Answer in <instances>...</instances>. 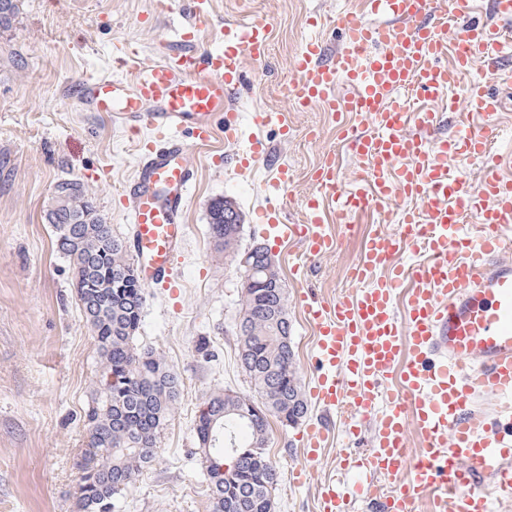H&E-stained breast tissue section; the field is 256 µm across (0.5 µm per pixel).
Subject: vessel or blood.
Here are the masks:
<instances>
[{
  "label": "vessel or blood",
  "mask_w": 512,
  "mask_h": 512,
  "mask_svg": "<svg viewBox=\"0 0 512 512\" xmlns=\"http://www.w3.org/2000/svg\"><path fill=\"white\" fill-rule=\"evenodd\" d=\"M366 4L365 14L339 17L338 50L317 38L305 43L288 88L297 109L320 105L361 117L362 126L342 132L362 163L360 177L342 186L334 152L325 153L312 174L320 192L308 199L304 220L291 224L279 199L292 175L279 164L262 213L277 238L299 243L310 258L334 250L327 225L345 210L392 213L401 226L395 234L376 226L367 239L351 272L354 295L301 298L316 336L317 402L353 419L380 414L365 454L340 449L338 465L351 483L324 485L316 512H358L379 476L409 483L382 497L378 512H492L498 497L512 495V179L497 174L504 157L491 149L488 131L469 124L453 138L437 136L443 115L425 104L444 97L449 110L497 116L503 101L487 85L501 77L512 83V71L503 70L512 58V0H487L500 27L451 25L470 0ZM269 37L267 24L232 22L223 45L165 52L152 63L123 44L113 51V73L78 82L82 103L144 135L126 203L144 286L169 282L188 233L196 171L181 131L201 144L219 127L234 139L243 60L262 62ZM342 85L350 92L340 98ZM456 154L480 162L478 186L449 170ZM408 244L418 259L396 265ZM393 378L401 387L390 393ZM413 434L421 441L416 457ZM329 435L322 420L302 427L308 462Z\"/></svg>",
  "instance_id": "1"
}]
</instances>
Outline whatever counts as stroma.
<instances>
[{"label": "stroma", "instance_id": "1", "mask_svg": "<svg viewBox=\"0 0 512 512\" xmlns=\"http://www.w3.org/2000/svg\"><path fill=\"white\" fill-rule=\"evenodd\" d=\"M363 0H210L195 27V45L205 49L224 39L226 23L267 22L271 30L265 62H246L248 82L236 103L239 136L227 142L188 146L198 171L186 222L188 235L175 259V288L147 289L135 343L155 351L181 380V395L162 429L154 461L126 489L118 512H212L206 471L194 450L201 409L215 393L254 396L238 362L237 324L244 278L209 234V207L220 199L242 214L241 249L262 246L276 256L292 324L294 365L304 391L315 385L316 338L300 303L306 290L327 298L352 295L351 270L360 260L378 215L350 213L330 226L334 252L295 266L301 252L293 241L274 244L259 222L268 205L266 185L287 161L293 175L281 206L301 222L306 199L317 187L313 170L326 152L336 154L339 181L351 186L360 163L347 154L340 127L323 108L297 111L286 83L291 64L307 37L320 35L329 48L341 45L337 18L361 10ZM17 24L0 31V512H76L73 458L81 448L83 414L96 388L98 355L78 305L67 259L53 245L45 219L55 186L83 184L99 215L115 235L130 238L124 185L132 178L139 140L108 113L90 111L76 94L87 74L112 69V48L135 46L144 62L165 48L184 49L181 0L161 9L158 0H19ZM279 110L289 131L251 121L255 109ZM320 137L312 141L309 129ZM270 144L269 162L250 168L215 157ZM332 421L331 438L318 462L307 466L298 426L269 420L268 453L277 467L274 512H315L316 498L337 467L336 451L362 454L378 417L358 424L346 437L340 414L326 415L309 401L306 422Z\"/></svg>", "mask_w": 512, "mask_h": 512}]
</instances>
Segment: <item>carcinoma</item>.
<instances>
[{"label":"carcinoma","instance_id":"carcinoma-1","mask_svg":"<svg viewBox=\"0 0 512 512\" xmlns=\"http://www.w3.org/2000/svg\"><path fill=\"white\" fill-rule=\"evenodd\" d=\"M18 0H0V30L13 28ZM210 233L218 250L242 258L239 231L224 223V202L209 211ZM46 220L55 233L57 250L72 267L73 286L90 326L99 359L97 388L84 411L85 448L76 460L79 473L74 493L78 512H114L123 491L153 460L157 439L179 398L181 383L164 360L134 343L145 302V287L123 279L133 264L127 242L112 234L94 203L77 182L58 184ZM280 272L260 277L243 288V307L250 314L248 330L239 333L238 360L249 375L259 400L218 392L200 411L196 424L198 450L212 500L228 512H268L277 482L275 465L266 451L268 420L251 423L247 414L264 408L288 416V396L308 412L294 366L291 338L276 326L288 317L286 296L274 294ZM235 471L232 481L223 469Z\"/></svg>","mask_w":512,"mask_h":512}]
</instances>
